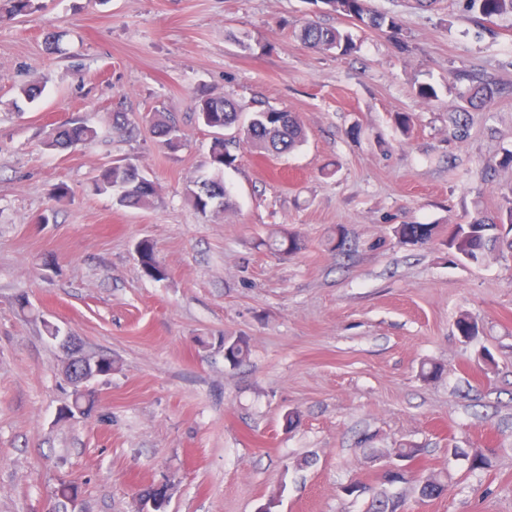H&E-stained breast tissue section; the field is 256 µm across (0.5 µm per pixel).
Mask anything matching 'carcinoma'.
<instances>
[{
  "label": "carcinoma",
  "instance_id": "cac0c4a2",
  "mask_svg": "<svg viewBox=\"0 0 512 512\" xmlns=\"http://www.w3.org/2000/svg\"><path fill=\"white\" fill-rule=\"evenodd\" d=\"M9 3L8 8L0 10L1 22L26 16L36 9L35 0H9ZM323 3L336 15L359 21L373 30L386 28L396 31L399 28L394 18L371 10L367 0H323ZM462 4L464 11L481 28L496 18L512 16V0H462ZM299 39L308 48L317 51L336 50L348 54L353 50V41L348 33L336 27H323L315 21L302 25ZM458 78L471 81L468 104L472 108L486 107L499 93L498 86L491 80H476L464 73L459 74ZM194 108L198 120L217 132L234 125L239 119L238 105L226 97H198ZM471 120L472 114L466 109L453 113L450 117L451 135L456 138L461 136ZM149 122L151 133L159 144L170 153L177 152L181 140L172 137L178 127L171 114L154 112ZM246 136L253 148L268 154L289 152L304 141V131L298 117L292 112L277 109L256 112L249 122ZM98 137L96 127L84 121L69 119L54 129L46 146L51 149L86 146L95 143ZM233 161L224 138L215 136L211 145L212 165L221 170ZM92 190L97 194L111 195L120 207H147L157 199L154 182L131 162L102 167L93 180ZM187 197L195 209L202 213L210 208H223L227 200L224 182L217 176L205 180L199 190L187 193ZM394 235L401 244L423 246L438 238L440 228L436 224H399L394 228ZM444 244L448 247V253L463 263H481L494 251L501 255L512 254V200H506V204L493 214L479 212L464 224L448 225V236ZM264 245L282 256H290L305 249V240L297 232L284 230L270 237ZM136 256L144 276L155 281L167 278L168 271L158 261L150 241L142 240L138 243ZM249 350L246 336L224 338V360L233 366L242 363L249 355ZM422 453L423 449L410 443H402L392 449V455L400 461L416 460ZM446 491L447 485L436 474L428 475L419 484L422 500L438 498ZM79 493V485L61 481L54 492L53 512H66L69 497Z\"/></svg>",
  "mask_w": 512,
  "mask_h": 512
}]
</instances>
